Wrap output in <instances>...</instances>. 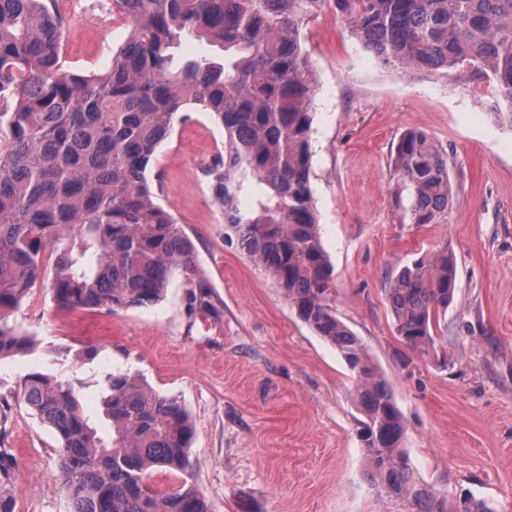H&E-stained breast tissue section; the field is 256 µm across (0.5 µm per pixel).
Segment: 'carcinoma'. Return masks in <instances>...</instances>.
<instances>
[{"label":"carcinoma","instance_id":"carcinoma-1","mask_svg":"<svg viewBox=\"0 0 512 512\" xmlns=\"http://www.w3.org/2000/svg\"><path fill=\"white\" fill-rule=\"evenodd\" d=\"M330 1L389 66L466 67L492 79L512 127V0H113L131 29L109 66L89 74L65 65L55 0H0V359L33 347L9 317L47 273L57 307L111 313L153 304L172 273L194 272V245L146 172L176 123L207 112L224 128L213 199L245 253L355 374L371 481L419 512H446L414 479L390 388L330 304L333 269L310 183L317 78L302 34ZM183 37L219 46L223 60L172 66ZM395 166L413 223H439L451 198L447 158L408 131ZM255 183L267 191L245 206ZM455 291L446 244L402 269L386 293L399 341L437 352L439 312ZM20 397L59 435L71 512H208L192 486L144 485L156 469H192L194 426L177 398L111 373L101 400L111 432L102 435L73 383L54 373H29Z\"/></svg>","mask_w":512,"mask_h":512}]
</instances>
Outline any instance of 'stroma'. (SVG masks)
Returning <instances> with one entry per match:
<instances>
[{"label": "stroma", "instance_id": "obj_1", "mask_svg": "<svg viewBox=\"0 0 512 512\" xmlns=\"http://www.w3.org/2000/svg\"><path fill=\"white\" fill-rule=\"evenodd\" d=\"M68 21L63 57L80 73L106 68L126 40L112 0H56ZM317 76L310 105L311 188L334 268L331 304L387 380L402 447L419 483L457 512L467 497L512 512V128L485 75L405 72L351 36L327 5L304 29ZM425 133L448 159L452 197L437 224L413 223L395 147ZM224 130L205 112L176 126L147 170L160 202L192 240L197 272L173 275L159 302L62 310L36 286L10 317L36 345L0 360V490L13 512H68L55 431L19 396L33 371L73 380L95 412L97 380L139 376L177 397L195 426L190 476L158 470L154 487L190 479L209 512H418L372 485L359 437L355 378L341 352L300 320L277 282L242 250L213 200L208 174ZM448 245L458 289L440 315L435 353L408 352L394 331L390 281ZM204 282V302L192 294ZM498 348L488 352L485 336ZM96 356L78 361L77 351Z\"/></svg>", "mask_w": 512, "mask_h": 512}]
</instances>
